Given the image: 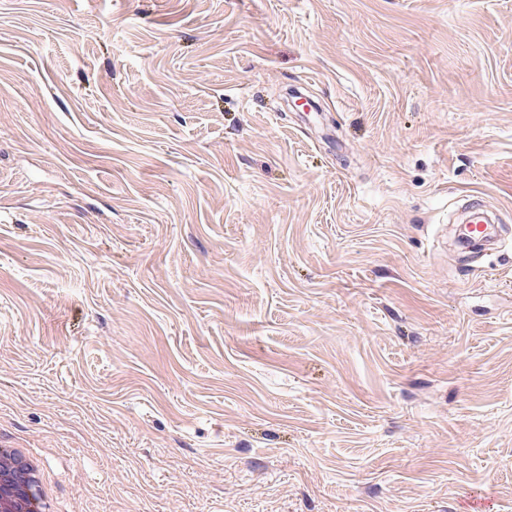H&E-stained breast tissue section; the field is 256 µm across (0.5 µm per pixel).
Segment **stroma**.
Wrapping results in <instances>:
<instances>
[{"instance_id": "obj_1", "label": "stroma", "mask_w": 512, "mask_h": 512, "mask_svg": "<svg viewBox=\"0 0 512 512\" xmlns=\"http://www.w3.org/2000/svg\"><path fill=\"white\" fill-rule=\"evenodd\" d=\"M12 446L52 512H512V0H0ZM11 463L26 471L30 485L34 491L29 511L41 510L42 497L47 495L38 457L28 448H10L6 451Z\"/></svg>"}]
</instances>
